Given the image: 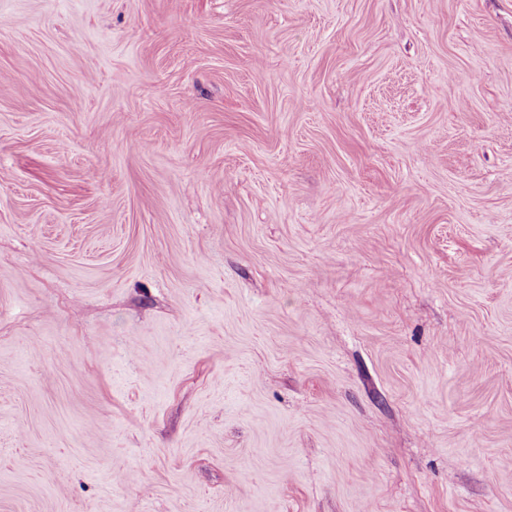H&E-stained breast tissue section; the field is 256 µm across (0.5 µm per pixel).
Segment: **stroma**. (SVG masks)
Masks as SVG:
<instances>
[{
    "label": "stroma",
    "mask_w": 512,
    "mask_h": 512,
    "mask_svg": "<svg viewBox=\"0 0 512 512\" xmlns=\"http://www.w3.org/2000/svg\"><path fill=\"white\" fill-rule=\"evenodd\" d=\"M0 512H512V0H0Z\"/></svg>",
    "instance_id": "1"
}]
</instances>
